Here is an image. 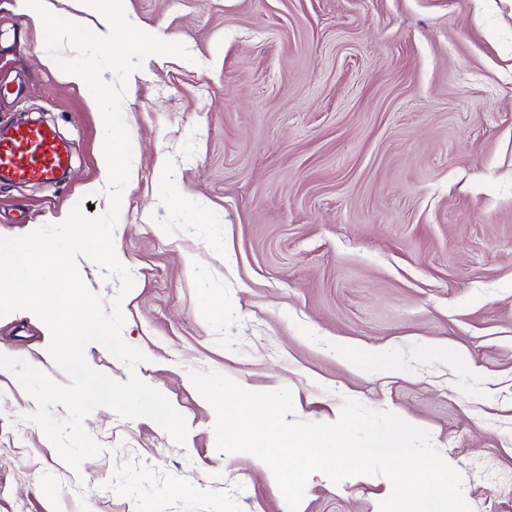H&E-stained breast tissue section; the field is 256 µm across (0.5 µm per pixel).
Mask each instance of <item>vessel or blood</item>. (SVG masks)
Wrapping results in <instances>:
<instances>
[{
    "instance_id": "obj_1",
    "label": "vessel or blood",
    "mask_w": 512,
    "mask_h": 512,
    "mask_svg": "<svg viewBox=\"0 0 512 512\" xmlns=\"http://www.w3.org/2000/svg\"><path fill=\"white\" fill-rule=\"evenodd\" d=\"M70 156L55 131L41 123L13 127L0 137V182H55L68 167Z\"/></svg>"
}]
</instances>
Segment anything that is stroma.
Here are the masks:
<instances>
[{"label":"stroma","mask_w":512,"mask_h":512,"mask_svg":"<svg viewBox=\"0 0 512 512\" xmlns=\"http://www.w3.org/2000/svg\"><path fill=\"white\" fill-rule=\"evenodd\" d=\"M190 60L152 56L123 102L136 178L114 247L123 337L187 422L95 410L102 453L65 464L0 369V512H287L246 453L217 450L191 385L214 369L289 387L292 419L343 398L428 430L472 512H512V0H126ZM0 0V129L30 117L71 155L55 185L0 183V236L63 222L98 175L87 86ZM33 313L0 354L64 381ZM394 355L393 367L366 351ZM382 476L311 477L299 512H379Z\"/></svg>","instance_id":"35a3bbf8"}]
</instances>
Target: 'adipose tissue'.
<instances>
[{
	"mask_svg": "<svg viewBox=\"0 0 512 512\" xmlns=\"http://www.w3.org/2000/svg\"><path fill=\"white\" fill-rule=\"evenodd\" d=\"M22 8L27 9L32 19L50 27L54 41L60 42L72 35L82 22L84 14L100 13L99 0H76V13L64 21L55 20L50 0H19ZM100 26L97 30L96 42L100 49L111 50L113 45L131 43L135 29L126 21L124 0H112L107 13H100Z\"/></svg>",
	"mask_w": 512,
	"mask_h": 512,
	"instance_id": "obj_1",
	"label": "adipose tissue"
}]
</instances>
